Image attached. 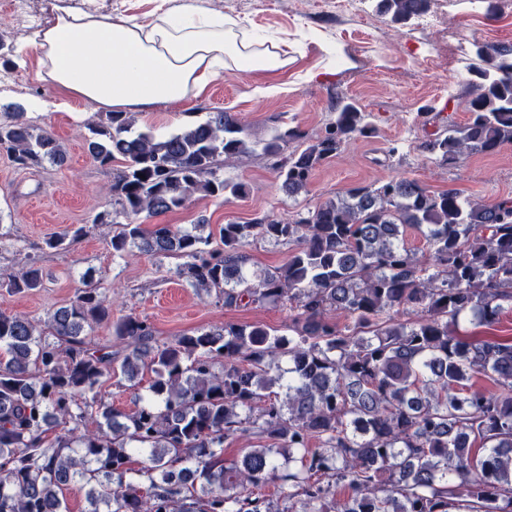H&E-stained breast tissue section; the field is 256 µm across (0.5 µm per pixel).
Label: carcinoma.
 Listing matches in <instances>:
<instances>
[{
	"mask_svg": "<svg viewBox=\"0 0 512 512\" xmlns=\"http://www.w3.org/2000/svg\"><path fill=\"white\" fill-rule=\"evenodd\" d=\"M394 22L428 0H378ZM468 80V119L442 120L423 149L446 164L512 144V48L486 56ZM335 118L303 149L287 128L257 141L229 113L208 112L166 138L137 131L128 112L88 124L93 159L112 172L115 253L136 248L182 260L179 279L226 307L287 306L288 330L226 323L169 345L127 316L112 350L88 339L112 320L106 297L80 288L39 328L0 313V512H69L63 491L86 489L90 512H512V336L457 331L470 316L490 325L512 311V200L475 202L408 177L354 186L284 221L226 224L224 247L197 229L155 224L193 193L238 198L220 174L243 156L274 160L283 191H307L313 172L350 141L371 137L372 113L337 102ZM0 152L21 169L66 160L54 135L8 112ZM145 178H140V175ZM412 228L426 243L407 246ZM80 226L50 237L66 249ZM255 239L288 247L286 262L249 271ZM30 263L8 277L15 291L42 287ZM337 314L344 322L334 321ZM151 374L126 413L105 404L112 378ZM480 375L492 383L474 387ZM257 440L224 462V443ZM142 458L132 468L133 457ZM278 481L284 498L255 490Z\"/></svg>",
	"mask_w": 512,
	"mask_h": 512,
	"instance_id": "cac0c4a2",
	"label": "carcinoma"
}]
</instances>
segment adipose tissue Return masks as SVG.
<instances>
[{"instance_id":"1","label":"adipose tissue","mask_w":512,"mask_h":512,"mask_svg":"<svg viewBox=\"0 0 512 512\" xmlns=\"http://www.w3.org/2000/svg\"><path fill=\"white\" fill-rule=\"evenodd\" d=\"M38 48L61 92L57 107L70 112L89 103L155 112L199 96L228 66L274 73L289 63L285 43L191 9L158 14L145 25L66 11Z\"/></svg>"}]
</instances>
